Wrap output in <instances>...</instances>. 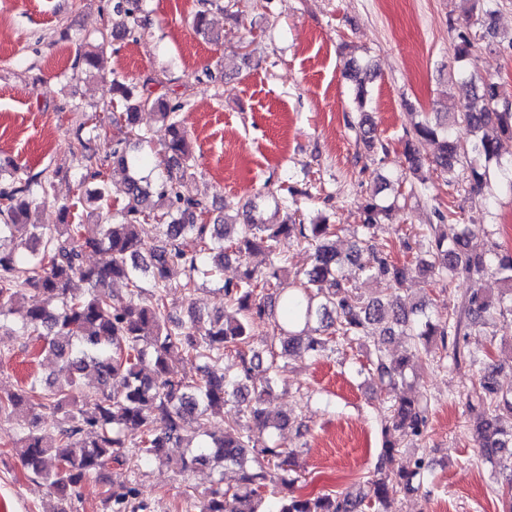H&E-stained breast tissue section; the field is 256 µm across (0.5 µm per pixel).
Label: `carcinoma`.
<instances>
[{
    "label": "carcinoma",
    "instance_id": "carcinoma-1",
    "mask_svg": "<svg viewBox=\"0 0 512 512\" xmlns=\"http://www.w3.org/2000/svg\"><path fill=\"white\" fill-rule=\"evenodd\" d=\"M496 2L472 0L464 10V24H450L457 39L455 61L460 63L454 75L471 86L470 94L459 101L457 111L425 112L405 131L403 169L397 174V180L411 177L427 189L430 173L451 178L461 166L468 170L478 207L485 210L495 198L484 194L490 163L498 167L497 190L512 195V161H502L500 154L502 140L512 139V100L498 80L479 78L467 66L474 56L472 29L496 33ZM143 7L144 0H116L111 24L100 31L101 43L79 55L76 64L86 71L97 68L99 48L110 33L135 36ZM344 73L352 83L357 112L348 125L361 129L370 121L375 70L350 58ZM155 81L148 77L139 88L113 74L112 130L83 122L73 131L75 145L83 150L89 137L111 149L103 156L82 155L81 192L62 205L57 226L29 221L32 206L55 191L47 170L33 173L16 166L9 180H0V331L7 327L9 315L23 311L19 332L51 352L66 372L61 382L34 376L16 387L0 386V418L26 414L15 450L24 470L45 481L57 498L52 512H76L81 485L90 478L107 483L114 465L171 462L166 448L181 442L193 425L199 440L175 468L184 473L221 462L240 466L241 474L233 488L217 478L202 497L186 500L184 512H395L396 496L419 490L428 477L421 458L411 467L396 464L398 448L422 440L429 421L431 400L407 393L408 370L422 352L438 369L449 362L480 368L466 395L470 433L481 456L498 464L503 512H512V427L504 429L497 422L501 414L512 417V386L500 384L489 347L467 343L469 330L480 331L497 318L512 316V252L495 242L484 251L472 249L471 240L487 233L485 225L471 222L450 228L437 208L438 223L427 225L421 253L413 264L399 265L375 242L377 227L395 204L372 197L362 208L352 250L343 255L332 240L336 225L321 214L308 217L288 206V197L300 194L292 186L287 194L273 197L274 213H283L276 224L259 217L264 205L260 197L236 213L232 224L224 216L203 221L201 215H210L208 203L188 188L194 154L180 117L183 105L152 96L148 85ZM145 110L156 114L167 133L161 173L154 180L140 175L151 155H133L127 149L131 143L142 148L152 144L150 132L139 126V113ZM460 123L471 135L465 146L455 137ZM424 142L437 146L428 160L420 152ZM111 163L124 174L119 188L123 203L116 209L110 204ZM91 204L87 217L95 223L72 222L75 210ZM151 223L158 226L159 238L149 245L141 226ZM303 244L312 247L310 265L292 274L285 247ZM89 250L101 255L100 265L84 264ZM256 253L267 258L262 269L248 262ZM232 257L242 262V271L236 280L223 282L224 301L236 308L238 317L205 318L193 311L186 321L171 320V296L191 294L202 276L221 277L224 262ZM348 263L357 265L366 279L385 283L390 294L363 299L344 275ZM176 267L184 271L178 284L171 280ZM412 272L448 285L460 277L491 273L500 276L505 288L494 299L476 288L445 315L428 313L423 305L407 312L395 293ZM116 280L127 289L119 304L112 303L109 291V283ZM275 307L276 336L263 367L252 348V329ZM394 336L406 343L397 357L385 347ZM340 345L371 348L369 380L390 396L380 419V455L366 488L355 496L284 497L281 488L293 487L300 477L299 451L282 450L273 437L298 419L288 415L272 422L266 414L265 403L279 377L278 360L303 354L317 360ZM230 355L238 359L232 374L219 368ZM176 357L203 362L202 377L177 376L172 369ZM261 367L266 380L255 388L251 383ZM89 370L99 379L90 400L80 391L81 378ZM230 403L236 404V415L224 419L221 434L209 431L210 416L223 413ZM47 412L57 417L50 433L40 428ZM103 495L108 512H149L135 480L119 491L107 488Z\"/></svg>",
    "mask_w": 512,
    "mask_h": 512
}]
</instances>
